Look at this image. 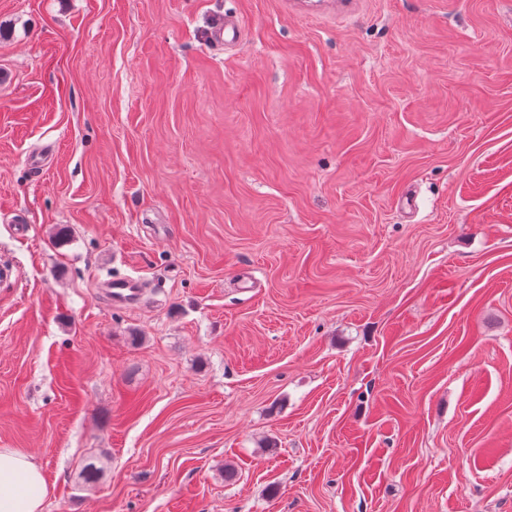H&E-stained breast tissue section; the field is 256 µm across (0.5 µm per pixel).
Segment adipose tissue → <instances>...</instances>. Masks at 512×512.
Masks as SVG:
<instances>
[{
	"label": "adipose tissue",
	"mask_w": 512,
	"mask_h": 512,
	"mask_svg": "<svg viewBox=\"0 0 512 512\" xmlns=\"http://www.w3.org/2000/svg\"><path fill=\"white\" fill-rule=\"evenodd\" d=\"M46 494L43 472L30 455L0 449V512H41Z\"/></svg>",
	"instance_id": "ef3b65f1"
}]
</instances>
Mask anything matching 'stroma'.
Masks as SVG:
<instances>
[{
  "label": "stroma",
  "mask_w": 512,
  "mask_h": 512,
  "mask_svg": "<svg viewBox=\"0 0 512 512\" xmlns=\"http://www.w3.org/2000/svg\"><path fill=\"white\" fill-rule=\"evenodd\" d=\"M2 264L42 512H512V0H0ZM105 291L111 301L118 303L132 304L140 298V284L134 278L113 280L107 285Z\"/></svg>",
  "instance_id": "35a3bbf8"
}]
</instances>
